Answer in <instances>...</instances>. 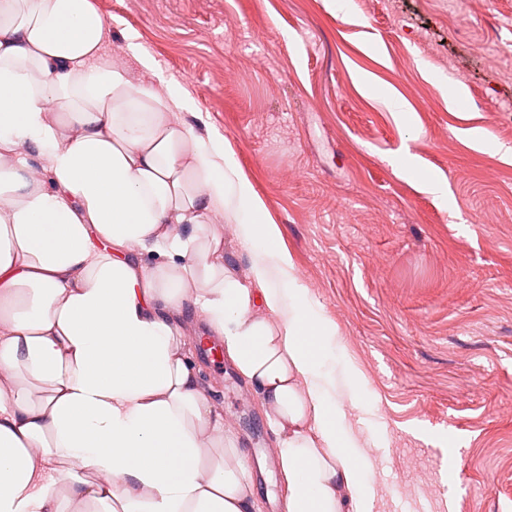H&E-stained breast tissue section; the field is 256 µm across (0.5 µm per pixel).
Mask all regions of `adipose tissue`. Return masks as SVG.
<instances>
[{"label":"adipose tissue","mask_w":512,"mask_h":512,"mask_svg":"<svg viewBox=\"0 0 512 512\" xmlns=\"http://www.w3.org/2000/svg\"><path fill=\"white\" fill-rule=\"evenodd\" d=\"M105 38L94 0H0V512H256L186 350L192 316L259 396L282 512H373L352 421L366 380L323 369L347 356L337 326L228 141ZM224 263L242 278L248 275L251 258L239 247L231 224L224 227Z\"/></svg>","instance_id":"adipose-tissue-1"}]
</instances>
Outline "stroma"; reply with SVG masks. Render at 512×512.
Returning <instances> with one entry per match:
<instances>
[{
  "label": "stroma",
  "instance_id": "35a3bbf8",
  "mask_svg": "<svg viewBox=\"0 0 512 512\" xmlns=\"http://www.w3.org/2000/svg\"><path fill=\"white\" fill-rule=\"evenodd\" d=\"M110 38L226 138L372 408L355 412L375 512H512V0H95ZM443 182L429 189L424 176ZM187 347L280 512L254 388Z\"/></svg>",
  "mask_w": 512,
  "mask_h": 512
}]
</instances>
